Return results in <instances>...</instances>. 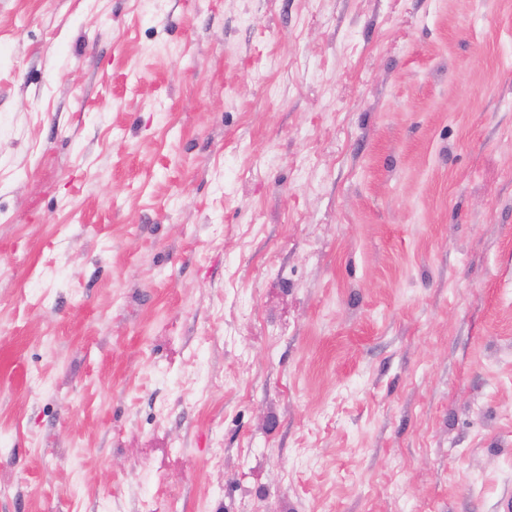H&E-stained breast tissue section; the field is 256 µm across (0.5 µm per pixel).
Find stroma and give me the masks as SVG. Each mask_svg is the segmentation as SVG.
Returning a JSON list of instances; mask_svg holds the SVG:
<instances>
[{
	"mask_svg": "<svg viewBox=\"0 0 512 512\" xmlns=\"http://www.w3.org/2000/svg\"><path fill=\"white\" fill-rule=\"evenodd\" d=\"M512 0H0V512H500Z\"/></svg>",
	"mask_w": 512,
	"mask_h": 512,
	"instance_id": "35a3bbf8",
	"label": "stroma"
}]
</instances>
